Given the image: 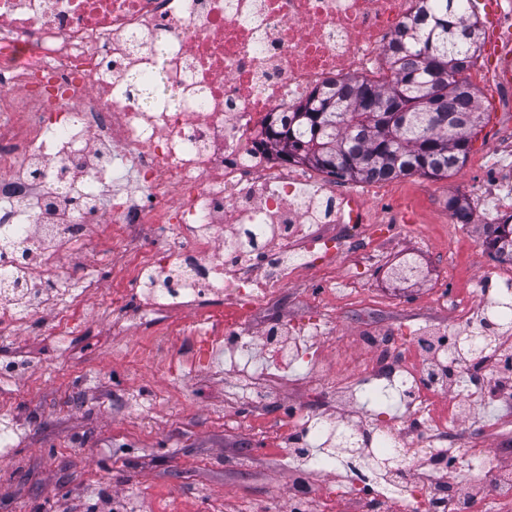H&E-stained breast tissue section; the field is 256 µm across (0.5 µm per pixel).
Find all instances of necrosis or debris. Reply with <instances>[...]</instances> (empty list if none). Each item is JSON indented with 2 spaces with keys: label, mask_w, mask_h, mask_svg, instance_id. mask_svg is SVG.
Here are the masks:
<instances>
[{
  "label": "necrosis or debris",
  "mask_w": 512,
  "mask_h": 512,
  "mask_svg": "<svg viewBox=\"0 0 512 512\" xmlns=\"http://www.w3.org/2000/svg\"><path fill=\"white\" fill-rule=\"evenodd\" d=\"M413 11V0H0V235L40 240L33 253L0 249L1 273L29 269L0 293V335L24 324L40 331L46 305L58 341L81 332L84 297L99 281L62 260L87 243L104 203L111 221L93 250L124 251L132 281L150 274L161 282L138 294L114 335L130 323L176 330L171 311L188 310L187 364L223 354L224 364L208 370L232 367L235 403L269 400L287 385L289 367H315L334 323L324 316L303 327L280 317L288 283L340 256L344 288L361 287L363 269L390 262L392 247L366 243L368 203L358 188L316 187L270 159L260 146L263 123L326 84L388 80V47ZM133 72L159 74L167 100L146 104L126 81ZM148 224L171 227L172 245L148 247ZM427 254L423 244L391 262L393 285L383 295L396 298L397 284L419 276L438 279ZM470 293L471 306L448 326L414 330L416 339H440L453 367L424 395L414 394L418 379L404 365L398 331L369 323L354 374L318 382L322 398L357 405L365 381H380L404 416L367 429L309 406L279 412L312 468L343 469L337 492L357 497L363 512H387L394 499L400 512H472L435 473L482 466L484 449L466 435L491 397L485 363L512 357V328L475 325L473 314L512 295V281L478 273ZM269 316L280 354L256 364L246 330ZM466 336L482 341L479 355L458 354ZM442 394L448 414L440 421L432 403ZM338 437L390 449L397 463L368 478L329 451Z\"/></svg>",
  "instance_id": "obj_1"
}]
</instances>
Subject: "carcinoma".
I'll list each match as a JSON object with an SVG mask.
<instances>
[{
	"label": "carcinoma",
	"instance_id": "obj_1",
	"mask_svg": "<svg viewBox=\"0 0 512 512\" xmlns=\"http://www.w3.org/2000/svg\"><path fill=\"white\" fill-rule=\"evenodd\" d=\"M415 12L387 55L393 78L330 85L267 127L265 146L285 162L341 180L376 175L446 176L465 163L481 112L463 73L478 51L479 29L455 0H415ZM148 103L165 99L157 78L144 86ZM488 247L512 262V224H494Z\"/></svg>",
	"mask_w": 512,
	"mask_h": 512
}]
</instances>
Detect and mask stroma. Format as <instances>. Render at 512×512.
<instances>
[{
    "label": "stroma",
    "instance_id": "1",
    "mask_svg": "<svg viewBox=\"0 0 512 512\" xmlns=\"http://www.w3.org/2000/svg\"><path fill=\"white\" fill-rule=\"evenodd\" d=\"M477 20L482 38L472 86L482 119L465 165L443 177L393 180L367 227L379 238L399 225L404 241L428 243L434 260L449 269L440 287L410 285L401 291L403 305L382 304L383 322L405 333L426 320L450 322L454 308L470 302L474 270L512 275V264L483 247L488 221L512 205V116L486 80L495 69L491 42L512 41V28L494 5L480 7ZM489 171L498 179L484 181ZM452 197L472 206L473 222L449 223ZM345 274L340 259L330 272L310 269L289 283L282 310L300 323L335 316L338 333L322 342L319 361L340 377L362 354L356 300L331 294ZM99 277V289L86 298L83 331L66 350L26 329L0 335V358L14 365L0 379V431L17 435L0 458V512H278L300 485L311 486L316 503L334 512H358L356 500L335 498V471L297 466L289 454L296 441L268 432L277 406L304 405L310 372L293 376L275 402L229 406L224 392L235 380L232 371L210 376L203 363L181 368V337L159 340L137 327L113 335L107 298L128 285L122 253L102 262ZM445 296L451 308L441 306Z\"/></svg>",
    "mask_w": 512,
    "mask_h": 512
}]
</instances>
